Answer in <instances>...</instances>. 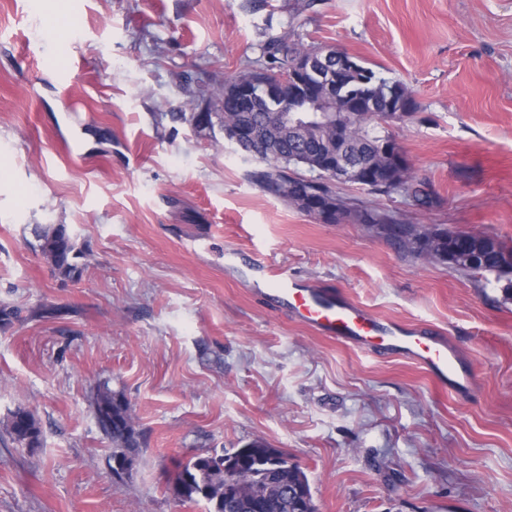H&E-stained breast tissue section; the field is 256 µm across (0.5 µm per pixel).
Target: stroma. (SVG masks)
Wrapping results in <instances>:
<instances>
[{
    "label": "stroma",
    "instance_id": "stroma-1",
    "mask_svg": "<svg viewBox=\"0 0 512 512\" xmlns=\"http://www.w3.org/2000/svg\"><path fill=\"white\" fill-rule=\"evenodd\" d=\"M62 17L55 34L47 18ZM282 35L345 50L412 90L396 124L435 197L340 185L409 224L512 250V0H0V512H204L173 480L195 455L261 440L307 476L317 512H512V298L496 275L405 253L355 221L264 195L215 111L225 80ZM36 224L85 251L66 279ZM426 321L471 360L472 397L411 361H379L267 306L225 254ZM129 406L140 447L114 477L92 404ZM3 430L14 442L28 448L40 444V428L29 412L19 410L12 413L3 424Z\"/></svg>",
    "mask_w": 512,
    "mask_h": 512
}]
</instances>
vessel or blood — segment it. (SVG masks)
I'll return each mask as SVG.
<instances>
[{"instance_id":"1","label":"vessel or blood","mask_w":512,"mask_h":512,"mask_svg":"<svg viewBox=\"0 0 512 512\" xmlns=\"http://www.w3.org/2000/svg\"><path fill=\"white\" fill-rule=\"evenodd\" d=\"M255 270L264 276L261 298L320 336L382 359L412 360L452 393L477 390L476 372L462 364L447 336L435 326L422 321L399 323L356 304L341 291L317 287L260 264Z\"/></svg>"}]
</instances>
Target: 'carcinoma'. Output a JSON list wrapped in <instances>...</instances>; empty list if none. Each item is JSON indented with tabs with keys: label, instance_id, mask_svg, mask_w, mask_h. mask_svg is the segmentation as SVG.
I'll list each match as a JSON object with an SVG mask.
<instances>
[{
	"label": "carcinoma",
	"instance_id": "carcinoma-1",
	"mask_svg": "<svg viewBox=\"0 0 512 512\" xmlns=\"http://www.w3.org/2000/svg\"><path fill=\"white\" fill-rule=\"evenodd\" d=\"M317 46H305L291 42L281 36L268 40L263 53L268 59L266 71L270 75L281 74L288 69L295 58L307 56ZM336 95L341 104L359 97L364 106L345 116L348 124L345 144L351 151V160L357 163L361 155L372 158L379 155L381 143L392 144L404 152L398 136L391 129L398 120L396 113L409 116L417 111L418 105L413 92L399 81H389L376 72L354 62V68L341 70L336 75ZM216 99L222 103V111L189 114L181 112L178 118L194 121L200 125L215 123L228 129L240 125L262 130L264 141L244 146L247 154L263 155L259 167L249 172L251 181L266 195L287 202L300 212L311 215V207L302 194L304 188L328 194L324 205L337 207L341 217L351 218L376 228L390 241L404 251L424 256L447 264L462 273L490 272L497 279L505 280V295L512 296V250L507 249L496 238L490 236L471 237L468 255L454 250L456 238L441 228L419 229L414 224H404L395 216L369 210L349 208L337 196L336 183L318 172L324 165V154L318 147V139L311 130L283 131L274 124L275 113L271 106L264 105L257 112L240 110L238 98L231 83H224ZM372 180L367 191L392 196L401 194L422 210L433 204V197L426 189V182L410 176L409 167L399 168L390 158L379 162L371 173ZM32 232L43 259L59 275L70 278L79 272L77 259L83 252L77 249L75 241L65 224H35ZM95 414L99 428L112 441V459L134 456L140 445L126 401L105 389L95 401ZM4 432L16 443L28 448L40 444L41 431L34 417L26 411L12 413L3 424ZM233 482L250 490L242 496L224 495V469L214 456L197 455L184 464L174 478V491L184 502L205 501L208 512H256L249 507L250 501L258 494L265 493L267 485L261 471L253 465L241 468ZM297 487L312 495L306 474L300 469L288 471L282 477L279 489L268 493V505L261 512H295L288 490Z\"/></svg>",
	"mask_w": 512,
	"mask_h": 512
}]
</instances>
